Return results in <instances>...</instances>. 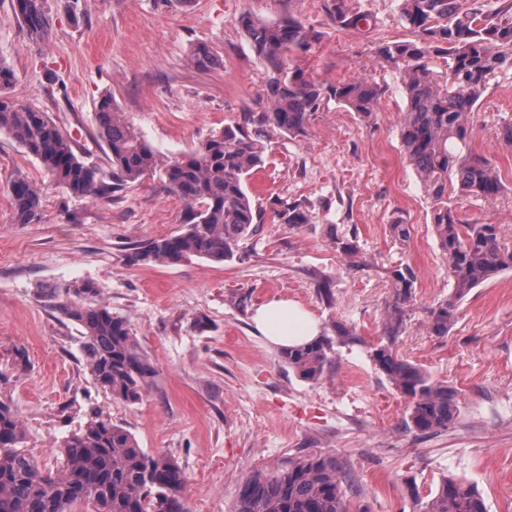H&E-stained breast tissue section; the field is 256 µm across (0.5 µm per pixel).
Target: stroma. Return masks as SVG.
<instances>
[{
	"label": "stroma",
	"instance_id": "1",
	"mask_svg": "<svg viewBox=\"0 0 512 512\" xmlns=\"http://www.w3.org/2000/svg\"><path fill=\"white\" fill-rule=\"evenodd\" d=\"M49 36L30 38L12 0H0V65L14 74L11 99L45 112L71 134L85 161L99 162L96 105L118 111L168 157L198 148L242 112L258 108L270 76L238 25L242 13L266 22L295 16L321 38L298 63L323 86L368 79L382 94L370 120L324 96L304 135H273L263 168L247 181L254 205L303 202L300 229L265 221L230 261L132 264L144 242L184 230L187 204L158 178L102 204L77 199L18 144L0 136V400L12 403L40 466L56 467L57 441L83 424L88 406L128 429L140 448L175 458L186 476L190 512H232L253 470L304 454L332 455L351 473L350 493L369 512H413L443 476L465 477L489 512H512V270L472 289L447 337L431 334L428 310L448 298V271L436 248L432 203L400 142L405 102L399 75L375 48L416 35L398 0H351L376 20L368 32L331 22L327 0H47ZM208 44L221 63L194 68L189 52ZM512 118V70L492 80L473 116L471 147L491 158L506 189L483 200L450 199L471 224H499L512 247V147L496 135ZM23 174L43 190L41 217L15 221L8 186ZM412 225L408 242L389 232ZM355 236L368 261L348 269L329 231ZM418 279L400 356L458 392L448 430H405L407 403L369 356L391 298L390 267ZM95 283L125 317L158 376L135 404L98 386L80 352V328L41 294L46 284ZM330 282L332 297L320 291ZM297 302L335 336L330 379H302L253 333L254 307Z\"/></svg>",
	"mask_w": 512,
	"mask_h": 512
}]
</instances>
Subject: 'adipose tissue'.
<instances>
[{
    "label": "adipose tissue",
    "instance_id": "1",
    "mask_svg": "<svg viewBox=\"0 0 512 512\" xmlns=\"http://www.w3.org/2000/svg\"><path fill=\"white\" fill-rule=\"evenodd\" d=\"M252 320L260 336L284 348L307 344L318 334L312 316L297 303L285 299H273L256 307Z\"/></svg>",
    "mask_w": 512,
    "mask_h": 512
}]
</instances>
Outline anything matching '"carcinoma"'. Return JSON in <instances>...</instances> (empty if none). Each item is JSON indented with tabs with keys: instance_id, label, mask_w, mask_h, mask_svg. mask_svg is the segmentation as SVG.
Masks as SVG:
<instances>
[{
	"instance_id": "obj_1",
	"label": "carcinoma",
	"mask_w": 512,
	"mask_h": 512,
	"mask_svg": "<svg viewBox=\"0 0 512 512\" xmlns=\"http://www.w3.org/2000/svg\"><path fill=\"white\" fill-rule=\"evenodd\" d=\"M14 10L35 40L48 35L44 0H14ZM330 19L338 27L370 25L366 14L332 0ZM512 0L495 10L480 0L463 7L460 0H400V18L417 41L381 43L380 62L396 69L406 99L400 139L435 205L433 231L439 255L448 267L452 293L429 310L433 335L448 336L458 303L500 272L512 269V249L502 242L498 224H466L448 202L453 192L494 199L504 183L492 161L469 148L472 114L499 73L512 69ZM257 56L273 71L261 97L263 106L243 113L242 121L214 133L180 158L152 148L105 96L98 104L100 143L108 169L76 155L69 133L46 112L19 105L0 94V135L17 143L74 198L108 204L115 194L159 175L164 187L189 207L187 229L152 239L135 249V263L175 264L202 258L215 263L233 259L239 243L259 232L264 215L253 205L245 177L264 164L266 142L273 133L297 137L323 99V87L292 64V55L307 52L319 34L293 15L265 22L248 14L238 18ZM189 62L198 68L220 64L205 44H196ZM336 100L369 116L381 96L368 81L331 87ZM16 223L40 217L42 189L25 176L9 185ZM278 223L299 229L309 223L298 201L278 203ZM336 251L348 267L367 266L356 237L335 236ZM392 301L380 341L371 357L408 402L406 429L430 434L448 429L457 410V394L420 366L398 357L394 347L404 332L407 308L414 301L417 277L412 267L390 269ZM63 318L82 328L80 351L97 384L115 400L136 403L154 385L157 369L133 336L126 318L99 299L92 282L44 290ZM350 335L336 326V338L319 336L301 347L285 349L288 366L310 381L333 375V340ZM86 421L63 437L55 469L39 466L28 450L29 439L18 413L0 402V512H190L183 491L185 473L167 455H150L135 436L90 406ZM345 467L332 456L291 457L273 468L252 471L241 485L234 512H368L349 497ZM416 512H488L484 498L463 477L442 478L431 498L413 493Z\"/></svg>"
}]
</instances>
